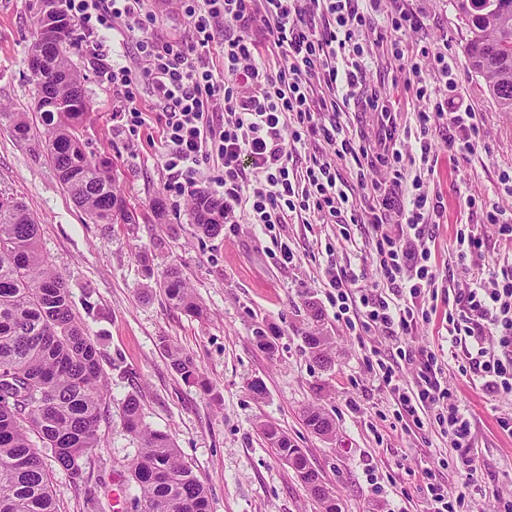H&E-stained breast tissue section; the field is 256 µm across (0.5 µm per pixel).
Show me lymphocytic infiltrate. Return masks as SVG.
Instances as JSON below:
<instances>
[{
  "mask_svg": "<svg viewBox=\"0 0 512 512\" xmlns=\"http://www.w3.org/2000/svg\"><path fill=\"white\" fill-rule=\"evenodd\" d=\"M192 20L188 41L157 43L148 35L145 0H63L66 18L78 26L107 82L123 89L120 122L144 124L136 102L148 94L161 116L160 141L175 195L196 188L203 165L224 168V216L248 214L271 229L308 214L325 224H368L375 232L381 279L356 292L358 274L329 262L336 317L357 336L391 339L396 351L370 361L380 385L396 403L395 417L422 427L433 420L450 448L474 475L471 427L457 394L443 386L442 363L430 347L405 344L418 323L438 308L437 274L431 263V224L443 219L440 196L429 192L438 160L432 149L445 131L451 157L473 155L481 141L476 114L453 76L447 47L419 38L421 22L409 8L382 13L381 0H175ZM383 26L377 47L394 60L410 57L401 81L419 102L412 123L398 122L383 86L367 76L376 62L361 42ZM137 41L147 66L142 74L108 62L107 32ZM394 39H387V32ZM224 37V71L214 73L205 55ZM447 87L438 97L439 87ZM375 114L374 135L353 136L342 120L350 108ZM332 146L329 156L310 154L294 169L293 155L306 140ZM348 174H341V167ZM387 179H371L376 170ZM480 224H493L510 261L493 286L470 273V286L445 312L449 352H462L472 382L491 394L512 392V209L466 195ZM405 226L393 236L386 224ZM498 336V351L486 345ZM415 366L412 384L402 364Z\"/></svg>",
  "mask_w": 512,
  "mask_h": 512,
  "instance_id": "obj_1",
  "label": "lymphocytic infiltrate"
}]
</instances>
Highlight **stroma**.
Here are the masks:
<instances>
[{"mask_svg":"<svg viewBox=\"0 0 512 512\" xmlns=\"http://www.w3.org/2000/svg\"><path fill=\"white\" fill-rule=\"evenodd\" d=\"M406 5L419 12L422 36L447 44L484 135L477 154L443 165L434 185L447 214L435 230L438 287L452 298L469 283L453 248L457 228L468 221L465 194L512 207V196L497 193L500 176L512 168V112L500 111L485 79L468 69L462 47L469 31L454 0ZM39 8L40 0H0V191L22 200L39 222L41 247L65 279L108 381L100 444L81 458L80 477L53 464L50 450L42 452L58 512H134L138 489L127 464L140 443L121 418L122 404L131 396L140 402L144 423L171 437L207 487L211 512H320L294 471L266 444L260 433L265 422L282 428L302 449L341 512H427V471L449 497L469 494L473 512H500V498L512 496V435L499 425L512 417V393H487L461 373L448 356L440 319L421 323L408 337L409 347L428 346L442 356L446 381L468 411L477 470L466 478L446 462L448 439L438 426L428 421L404 429L393 416L390 396L369 373L371 347L388 350L391 341L358 340L334 316L326 260L335 258L376 280L371 226H350L344 236L336 225L297 218L264 233L239 214L218 237L200 235L189 204L166 189L157 117L142 127L113 121L122 95L101 77L78 38L71 58L90 103L80 138L87 152L116 163L118 185L142 218L136 224H97L85 215L47 159L44 127L32 121L24 136L14 127V113L35 109L37 80L28 54ZM147 8L153 16L148 33L158 43L188 37L190 18L169 0H148ZM158 196L166 204L161 221L150 210ZM284 242L295 259L282 267L276 259ZM173 266L206 308L205 318L186 314L159 292ZM311 303L318 319L308 315ZM259 327L275 330V352L258 346ZM313 330L330 339L328 367L314 362L304 342ZM169 343L193 356L210 391L172 369L165 351ZM311 406L333 421L332 436L305 425L303 413Z\"/></svg>","mask_w":512,"mask_h":512,"instance_id":"stroma-1","label":"stroma"}]
</instances>
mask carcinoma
Wrapping results in <instances>:
<instances>
[{
    "label": "carcinoma",
    "instance_id": "1",
    "mask_svg": "<svg viewBox=\"0 0 512 512\" xmlns=\"http://www.w3.org/2000/svg\"><path fill=\"white\" fill-rule=\"evenodd\" d=\"M469 38L463 46L468 67L488 83L499 109L512 112V0H455ZM54 27L52 68L37 77L35 112L45 126L47 158L77 205L98 224H137L140 213L117 189L111 162L86 154L76 127L84 112H46L45 99L85 96L82 79L70 55L73 27L58 13L38 17L37 26ZM0 512H57L49 471L38 447L52 450L57 465L80 475L79 460L99 446L98 427L105 384L97 347L75 314L69 290L40 245V227L19 199L0 192ZM191 215L206 237L224 227V202L206 190L193 194ZM168 301L189 315H204L203 306L176 267L160 283ZM314 360L329 362V338L304 336ZM172 368L189 384L208 388L194 359L178 347H167ZM126 430L141 443L130 466L137 485L138 512H210L207 490L182 460L171 438L143 424L139 401L122 406ZM306 425L319 435L334 431L318 407L304 412ZM267 443L283 460L294 448L272 423L261 425ZM305 454L293 471L321 512H336V497L316 486L319 475L304 470Z\"/></svg>",
    "mask_w": 512,
    "mask_h": 512
}]
</instances>
